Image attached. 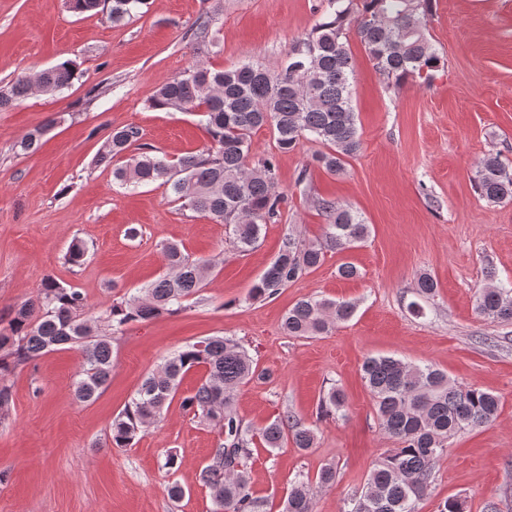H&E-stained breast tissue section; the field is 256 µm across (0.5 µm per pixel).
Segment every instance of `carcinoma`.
<instances>
[{"label": "carcinoma", "mask_w": 512, "mask_h": 512, "mask_svg": "<svg viewBox=\"0 0 512 512\" xmlns=\"http://www.w3.org/2000/svg\"><path fill=\"white\" fill-rule=\"evenodd\" d=\"M361 2L355 35L374 69L400 85L409 80H430L441 57L428 37L431 0H326L322 20L297 39L277 70L242 63L215 70L195 63L162 83L150 96L157 110L195 112L209 135L211 146L173 162L140 143V129L125 125L112 129L96 164L135 148L132 162L112 170L123 188L159 183L181 206L233 227L237 250L247 252L259 243L263 225L280 216L283 195L278 191L274 157L252 164L251 136L268 126L279 149L288 151L304 138L326 147L316 161L331 175L344 170L345 160L357 155L361 141L352 105L354 66L349 43L350 17ZM109 4L108 16L120 22L139 12L147 0H66L76 14H96ZM75 75V63L61 61L0 89V110L30 95L32 88L62 94ZM45 130L31 132L14 144L26 154L39 145ZM475 187L490 203L512 200V165L498 155L486 156L477 166ZM328 219L325 237L307 243L288 234L276 258L254 283L252 300L271 298L307 271L322 264L329 251L357 247L369 234L368 225L351 209L332 200L319 202ZM167 272L143 289L140 296L114 300L92 325L86 318L88 300L78 288L64 286L53 277L41 281L36 295L0 317V410L10 401L6 377L12 370L47 352L69 346L81 354L72 384V397L90 403L112 377V337L102 326L120 328L130 322L176 314L197 294L211 265L192 257L176 243L162 246ZM477 310L492 321L512 322V288L490 286L479 290ZM356 305L314 297L301 298L288 309L283 329L290 336H317L348 321ZM202 367L205 376L181 406L195 418L218 428L221 440L210 462L198 473L209 489L212 512H263L253 496L244 461L259 441L273 452L289 441L301 450L314 446L316 431L289 415H282L251 433L234 410L236 390L256 374L253 362L239 343L212 336L189 343L164 359L148 374L134 396L112 420L108 444L127 448L144 429L160 418L179 390L182 377ZM382 432L401 443L376 461L361 491L350 499L345 512H418L428 494L435 464L448 439L462 430H474L498 414L499 399L474 386H461L431 365H415L393 355L370 356L361 366ZM345 395L334 386L318 407L332 416L343 410ZM336 467L323 466L316 485L296 481L283 512H313L315 488L334 485Z\"/></svg>", "instance_id": "obj_1"}]
</instances>
